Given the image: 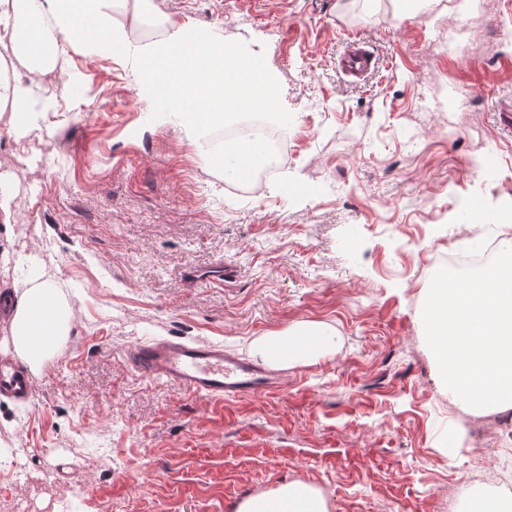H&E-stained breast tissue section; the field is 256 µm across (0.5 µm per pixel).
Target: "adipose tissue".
<instances>
[{"instance_id":"obj_1","label":"adipose tissue","mask_w":512,"mask_h":512,"mask_svg":"<svg viewBox=\"0 0 512 512\" xmlns=\"http://www.w3.org/2000/svg\"><path fill=\"white\" fill-rule=\"evenodd\" d=\"M147 0H0V121L31 124L40 108L29 79L55 68L65 38L93 54L112 57L134 41L131 29L112 22L113 10ZM138 94L164 100L189 126L219 124L234 109L274 106L278 84L258 58L208 31L170 24L142 48ZM12 338L18 355L38 369L62 336L72 308L50 281L32 283L11 296ZM323 327L298 328L266 337L260 354L279 364L334 347ZM240 512H328L322 493L302 483L282 486L243 503Z\"/></svg>"}]
</instances>
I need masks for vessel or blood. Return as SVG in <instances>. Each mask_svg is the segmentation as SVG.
I'll list each match as a JSON object with an SVG mask.
<instances>
[{
  "label": "vessel or blood",
  "mask_w": 512,
  "mask_h": 512,
  "mask_svg": "<svg viewBox=\"0 0 512 512\" xmlns=\"http://www.w3.org/2000/svg\"><path fill=\"white\" fill-rule=\"evenodd\" d=\"M371 64L367 50L352 41L343 67L352 74L366 71ZM125 363L142 377L161 380L221 403L266 394L277 387V370L225 351L223 345L184 340L155 339L128 347ZM32 377L12 359L0 357V393L27 399Z\"/></svg>",
  "instance_id": "1"
}]
</instances>
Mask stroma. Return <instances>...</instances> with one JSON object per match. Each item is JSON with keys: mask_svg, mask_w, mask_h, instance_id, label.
<instances>
[{"mask_svg": "<svg viewBox=\"0 0 512 512\" xmlns=\"http://www.w3.org/2000/svg\"><path fill=\"white\" fill-rule=\"evenodd\" d=\"M152 0L146 44L172 21L275 74L283 170L261 193L226 180L140 99L141 61L60 40L70 83L37 132L0 122V291L53 282L70 329L28 402L0 398V512H239L291 482L328 512H465L476 460L512 477V420L475 439L438 382L422 309L448 253L498 239L459 220L481 193L512 202V0ZM471 41L439 52L442 27ZM374 65L337 66L348 36ZM451 94L448 112L420 105ZM321 325L336 346L283 367L279 391L216 403L123 360L150 339L222 344Z\"/></svg>", "mask_w": 512, "mask_h": 512, "instance_id": "35a3bbf8", "label": "stroma"}]
</instances>
